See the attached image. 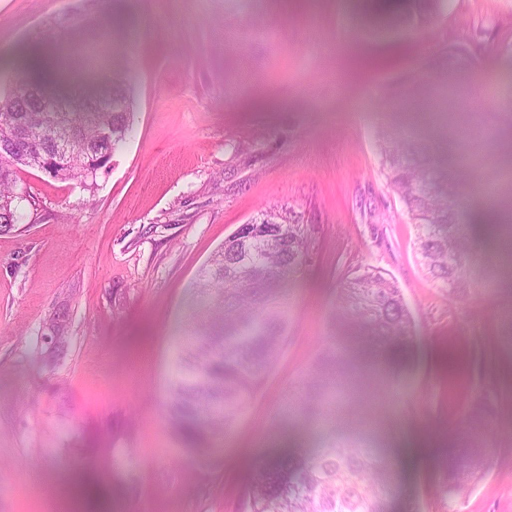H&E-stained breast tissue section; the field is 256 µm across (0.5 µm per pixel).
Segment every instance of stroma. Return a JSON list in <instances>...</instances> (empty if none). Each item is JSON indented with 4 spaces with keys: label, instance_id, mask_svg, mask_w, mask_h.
Masks as SVG:
<instances>
[{
    "label": "stroma",
    "instance_id": "obj_1",
    "mask_svg": "<svg viewBox=\"0 0 512 512\" xmlns=\"http://www.w3.org/2000/svg\"><path fill=\"white\" fill-rule=\"evenodd\" d=\"M108 17L99 78L135 94L133 133L94 187L29 170L17 231L0 234V512H71L70 473H94L112 512H243L247 477L273 447L318 448L300 412L329 348L372 375L351 404L353 433L391 468L390 512H512V275L479 186H512V126L489 128L479 158L438 132L415 96L443 97L466 70L469 97L512 106V0H447L424 28L371 31L345 0H0V97L18 62L76 47ZM414 128L440 172L458 171L459 218L475 241L463 299L421 271L415 229L386 186L379 120ZM265 207L300 219L304 264L288 281L287 339L260 388L206 455L166 419V393L211 256ZM393 279L416 336L393 379L351 328L332 325L344 282ZM500 288L487 291L489 278ZM64 355L45 364L57 325ZM425 440L417 466L397 456ZM480 438L487 469L439 492L455 449Z\"/></svg>",
    "mask_w": 512,
    "mask_h": 512
}]
</instances>
